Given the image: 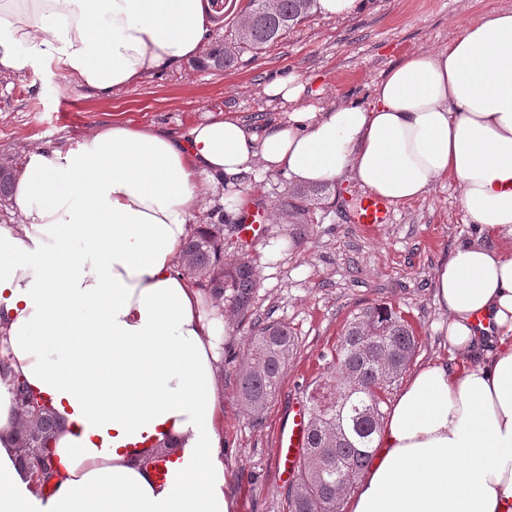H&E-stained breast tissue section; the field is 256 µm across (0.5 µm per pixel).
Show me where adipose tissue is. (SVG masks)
Wrapping results in <instances>:
<instances>
[{
  "mask_svg": "<svg viewBox=\"0 0 512 512\" xmlns=\"http://www.w3.org/2000/svg\"><path fill=\"white\" fill-rule=\"evenodd\" d=\"M211 0H0V74L59 66L108 99L202 56ZM307 80L265 83L285 116L218 114L175 133L122 122L31 148L0 225V354L61 421L56 474L36 491L0 380V512H237L219 421L224 318L179 271L221 186L238 218L247 175L354 182L393 205L451 182L480 237L438 266L452 364L397 394L348 512H512V8L446 47L401 57L369 105L307 103ZM169 448L159 480L152 461Z\"/></svg>",
  "mask_w": 512,
  "mask_h": 512,
  "instance_id": "ef3b65f1",
  "label": "adipose tissue"
}]
</instances>
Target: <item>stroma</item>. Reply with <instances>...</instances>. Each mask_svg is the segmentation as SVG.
<instances>
[{
    "label": "stroma",
    "mask_w": 512,
    "mask_h": 512,
    "mask_svg": "<svg viewBox=\"0 0 512 512\" xmlns=\"http://www.w3.org/2000/svg\"><path fill=\"white\" fill-rule=\"evenodd\" d=\"M501 7L512 8V0H361L342 20L313 12L287 38L261 54H244L234 68L217 71L191 60L109 99L89 95L58 68L0 75V154L72 145L112 121L183 132L208 114L267 117L273 110L262 93L265 80L291 74L316 81L323 91L317 104L365 105L372 83L403 55L445 46L467 21ZM294 187L281 175L242 179L247 202L262 204L266 219L246 247H239L237 235H224L225 258L245 254L256 265L252 316L288 323L298 342L282 387L257 425L243 414L235 386L249 324L227 320L221 429L238 512H287L277 431L292 403L306 399L330 370L342 328L359 309L386 303L401 312L419 338L411 368L451 359L448 317L435 304L433 279L449 249L478 233L446 181L420 201L392 207L391 223L372 230L349 221L364 194L352 183L328 187L316 223H283L277 206Z\"/></svg>",
    "instance_id": "obj_1"
}]
</instances>
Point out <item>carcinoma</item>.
Instances as JSON below:
<instances>
[{"mask_svg": "<svg viewBox=\"0 0 512 512\" xmlns=\"http://www.w3.org/2000/svg\"><path fill=\"white\" fill-rule=\"evenodd\" d=\"M316 2L246 0L233 38L210 47L206 63L224 70L236 66L245 53H261L286 38L312 13ZM3 158L7 163L0 167V205L6 206L22 159L18 154ZM323 194V186L298 189L281 201L280 214L288 224H312ZM179 269L208 292L219 313H224L227 302L233 314L247 316L258 286L257 271L245 257L224 261L222 204L210 208V223L194 225L181 251ZM417 347L411 325L384 303L359 310L345 324L332 369L308 398L307 448L286 491L288 512H342V502L368 467L384 419V393L405 371ZM294 354L295 338L286 323L269 317L252 322L245 361L237 369L236 391L253 422L261 423ZM12 385L19 456L35 485L42 487L54 475L49 442L60 421L25 383L16 379Z\"/></svg>", "mask_w": 512, "mask_h": 512, "instance_id": "1", "label": "carcinoma"}]
</instances>
